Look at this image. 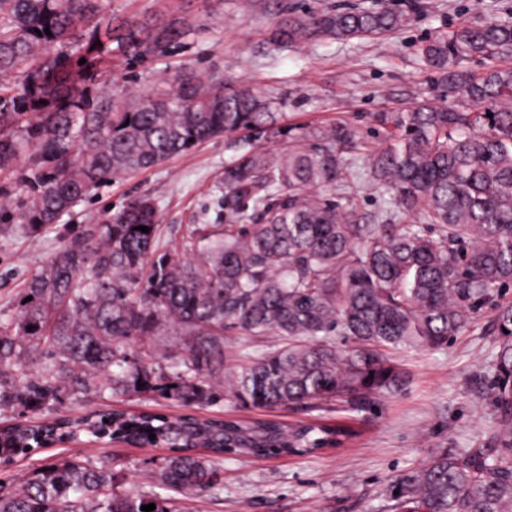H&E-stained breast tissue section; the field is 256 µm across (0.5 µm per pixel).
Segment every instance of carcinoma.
<instances>
[{
  "label": "carcinoma",
  "mask_w": 512,
  "mask_h": 512,
  "mask_svg": "<svg viewBox=\"0 0 512 512\" xmlns=\"http://www.w3.org/2000/svg\"><path fill=\"white\" fill-rule=\"evenodd\" d=\"M408 21L407 11L385 5L314 10L275 21L272 41L380 37ZM174 36L163 24L114 39L98 0H0V75L22 72L15 86L0 84V171L28 151L41 166L33 193L1 198V213L35 230L116 176L221 136L282 134L258 91L226 93L208 77L109 110L86 95L84 85L113 55L147 56ZM419 54L448 106L423 99L373 113L385 145L365 173L358 157H346L358 148L354 132L338 122L288 134L277 155L252 147L227 162L217 186L221 223L189 225L169 250L159 252L158 207L148 194L64 240L22 289L15 321L0 326V408L47 411L35 425L0 428V465L56 442L105 436L170 449L157 485L203 490L227 455H310L345 436L339 426L261 418L59 414L51 406L60 374L50 365L24 371L31 348L82 368L67 384L91 383L112 398L159 390L200 406L227 400L266 410L348 391L364 404L399 382L387 351L446 345L511 288L512 22L441 30ZM364 187L387 206L360 212ZM396 214L408 221L393 223ZM495 325L489 445L444 448L394 475L385 494L397 512H512L511 302L496 305ZM164 330L180 344L161 385L164 369L149 362L146 344ZM235 332L277 344L252 353L241 345L226 366ZM338 337L356 347L338 348ZM12 370L17 382L3 381ZM150 503L153 512H182L172 498L118 490L111 466L78 457L0 494V512H142Z\"/></svg>",
  "instance_id": "1"
}]
</instances>
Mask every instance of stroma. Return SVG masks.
<instances>
[{"mask_svg": "<svg viewBox=\"0 0 512 512\" xmlns=\"http://www.w3.org/2000/svg\"><path fill=\"white\" fill-rule=\"evenodd\" d=\"M376 0H100L115 34L172 23L179 34L147 57L112 59L86 92L96 102L128 103L129 91L149 94L205 73L225 88L251 86L274 103L281 127L336 122L360 133L363 153L380 147L370 115L436 99L418 54L421 40L462 23L512 21V0H421L402 30L375 39L321 41L282 47L269 42L273 22L307 8L368 7ZM225 138L92 190L72 214L40 232L19 224L0 227V324L18 315L20 291L58 251L64 236L101 223L106 211L150 194L163 241L181 239L187 225L217 221V184L233 155ZM495 307L485 305L447 346L397 349L388 359L402 384L354 410L340 395L301 409L267 411L222 401L210 415L287 424L317 419L348 430L338 447L314 456L265 459L227 457L222 480L206 492L178 500L185 512H372L385 506V486L395 474L422 466L444 448H481L491 427L490 380L498 338ZM164 448L112 447L87 442L41 448L0 467V486L11 489L41 466L71 455L91 465L110 460L116 482L144 494L156 492L154 465Z\"/></svg>", "mask_w": 512, "mask_h": 512, "instance_id": "1", "label": "stroma"}]
</instances>
